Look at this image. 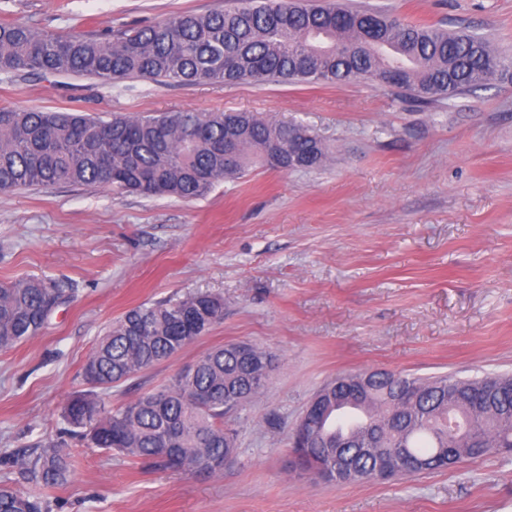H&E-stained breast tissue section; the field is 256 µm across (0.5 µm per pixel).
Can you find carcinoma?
Segmentation results:
<instances>
[{
    "instance_id": "1",
    "label": "carcinoma",
    "mask_w": 512,
    "mask_h": 512,
    "mask_svg": "<svg viewBox=\"0 0 512 512\" xmlns=\"http://www.w3.org/2000/svg\"><path fill=\"white\" fill-rule=\"evenodd\" d=\"M78 75L100 81L142 78L233 87L245 82L339 83L367 77L421 103L472 92L512 72L483 37L411 24L397 15L333 0H244L229 10L183 12L116 38L58 37L23 22L0 24V72ZM329 158L306 125L251 112L174 111L114 115L0 108V192L61 184L109 186L117 192L180 199L205 196L215 183L249 168L316 169ZM66 299L65 289L37 277L0 282V351L38 336ZM224 318L212 293L128 310L96 341L82 373L88 390L63 409L69 432L87 445L192 474L217 475L235 453L224 416L266 387L275 363L253 344L214 347L169 384L107 406L108 391L165 361ZM359 400L336 376L320 393L326 419L306 473L326 482L448 470L465 460L512 453V376L451 374L407 377L375 369ZM348 444L336 447V442ZM60 441L6 457L29 483L69 482ZM0 512H49L46 502L0 483Z\"/></svg>"
}]
</instances>
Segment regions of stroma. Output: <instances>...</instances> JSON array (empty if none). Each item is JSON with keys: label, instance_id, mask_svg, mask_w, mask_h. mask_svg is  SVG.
I'll use <instances>...</instances> for the list:
<instances>
[{"label": "stroma", "instance_id": "stroma-1", "mask_svg": "<svg viewBox=\"0 0 512 512\" xmlns=\"http://www.w3.org/2000/svg\"><path fill=\"white\" fill-rule=\"evenodd\" d=\"M416 24L489 38L512 59V0H348ZM240 0H0V23L98 37ZM0 107L75 109L105 119L237 110L307 125L330 159L309 171L255 168L204 197L106 187L0 193V282L68 290L34 339L0 352V457L56 443L84 391L95 341L129 309L203 290L224 318L169 361L104 392L114 405L166 385L212 347L274 354L263 393L224 424L237 432L222 476L190 475L72 439L68 485L0 480L51 512H512V455L359 484L293 465L290 434L342 373H512V83L430 105L354 78L340 84H161L0 74Z\"/></svg>", "mask_w": 512, "mask_h": 512}]
</instances>
